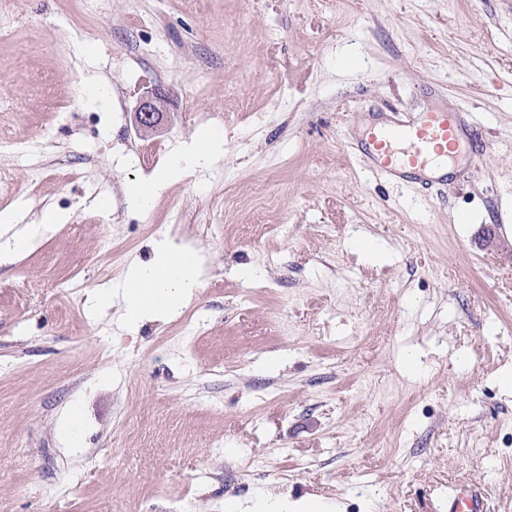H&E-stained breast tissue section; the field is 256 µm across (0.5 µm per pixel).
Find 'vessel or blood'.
I'll list each match as a JSON object with an SVG mask.
<instances>
[{
    "label": "vessel or blood",
    "instance_id": "1",
    "mask_svg": "<svg viewBox=\"0 0 512 512\" xmlns=\"http://www.w3.org/2000/svg\"><path fill=\"white\" fill-rule=\"evenodd\" d=\"M472 133L464 112L453 104H442L420 112L416 119L370 128L357 156L376 174L419 180L437 163L454 159ZM448 512H489L485 489L461 485L448 500Z\"/></svg>",
    "mask_w": 512,
    "mask_h": 512
}]
</instances>
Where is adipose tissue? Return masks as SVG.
<instances>
[{
  "label": "adipose tissue",
  "mask_w": 512,
  "mask_h": 512,
  "mask_svg": "<svg viewBox=\"0 0 512 512\" xmlns=\"http://www.w3.org/2000/svg\"><path fill=\"white\" fill-rule=\"evenodd\" d=\"M223 151V133L207 132L196 136L185 152L154 178L127 185L130 204L143 211L149 210L155 199L189 167L207 164ZM67 221L66 214L47 211L40 223L26 225L19 211H0V259L24 257L44 236ZM154 252L151 262L129 270L122 289L98 291V306L107 309L112 304H119L122 319L128 325L161 315H177L201 286L200 259L196 253L166 241L158 242Z\"/></svg>",
  "instance_id": "1"
}]
</instances>
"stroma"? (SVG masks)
Wrapping results in <instances>:
<instances>
[{
    "instance_id": "1",
    "label": "stroma",
    "mask_w": 512,
    "mask_h": 512,
    "mask_svg": "<svg viewBox=\"0 0 512 512\" xmlns=\"http://www.w3.org/2000/svg\"><path fill=\"white\" fill-rule=\"evenodd\" d=\"M445 93L484 151L441 191L356 159ZM0 127L41 144L0 210L70 216L0 261V512H512V0H0ZM208 127L223 155L130 206ZM162 240L202 258L191 336L91 302ZM168 99V94L159 89H151L141 97L134 113L140 136L146 138L155 132L167 112ZM448 512H489L485 489L476 484L455 488L448 500Z\"/></svg>"
}]
</instances>
